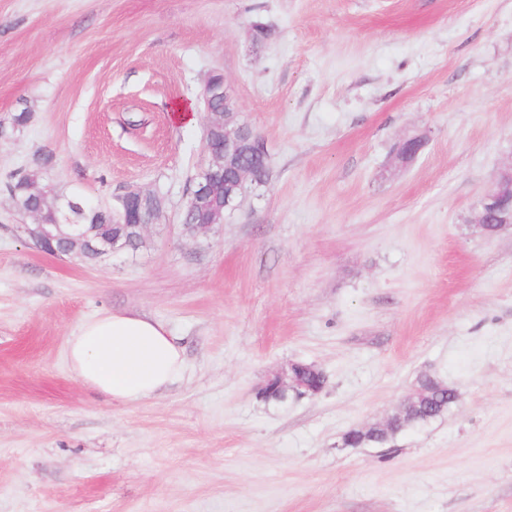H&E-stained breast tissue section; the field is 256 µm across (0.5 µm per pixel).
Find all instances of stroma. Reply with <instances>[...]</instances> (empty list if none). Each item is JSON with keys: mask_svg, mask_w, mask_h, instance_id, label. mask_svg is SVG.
Segmentation results:
<instances>
[{"mask_svg": "<svg viewBox=\"0 0 512 512\" xmlns=\"http://www.w3.org/2000/svg\"><path fill=\"white\" fill-rule=\"evenodd\" d=\"M215 72L270 176L191 239ZM38 154L62 197L167 209L135 253H42L6 190ZM511 164L512 0H0V512H512V230L473 210ZM112 311L178 339L166 391L72 373ZM294 363L322 391L263 399ZM423 375L447 414L345 444Z\"/></svg>", "mask_w": 512, "mask_h": 512, "instance_id": "35a3bbf8", "label": "stroma"}]
</instances>
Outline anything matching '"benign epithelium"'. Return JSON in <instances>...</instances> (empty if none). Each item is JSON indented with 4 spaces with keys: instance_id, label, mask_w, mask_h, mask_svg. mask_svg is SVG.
<instances>
[{
    "instance_id": "benign-epithelium-1",
    "label": "benign epithelium",
    "mask_w": 512,
    "mask_h": 512,
    "mask_svg": "<svg viewBox=\"0 0 512 512\" xmlns=\"http://www.w3.org/2000/svg\"><path fill=\"white\" fill-rule=\"evenodd\" d=\"M201 97L206 115L203 140L207 159L189 179L184 210L206 216L208 223L203 230L209 232L214 225L224 223L251 187L266 183L268 175L256 177L245 163L248 153L263 151L265 146L254 130L241 121L228 85L208 81ZM220 97L224 99L221 112L210 107ZM421 145L419 137L405 139L399 144L397 154L411 161ZM155 206L166 207V198L140 187L130 188L116 198L113 223L126 224L142 235L148 226L143 213ZM475 211L476 226L489 237L512 225V165L502 169L477 199ZM35 219V223L21 224L19 228L36 249L53 256L96 260L124 248L120 239L102 236L92 224H48L38 215ZM302 368V364L295 363L288 372L274 375L262 388V397L282 395L290 389L299 394L320 392V387L303 379Z\"/></svg>"
}]
</instances>
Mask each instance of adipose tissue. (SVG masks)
Returning <instances> with one entry per match:
<instances>
[{
    "label": "adipose tissue",
    "mask_w": 512,
    "mask_h": 512,
    "mask_svg": "<svg viewBox=\"0 0 512 512\" xmlns=\"http://www.w3.org/2000/svg\"><path fill=\"white\" fill-rule=\"evenodd\" d=\"M67 354L84 386L121 403L154 396L184 371L181 349L162 323L124 312L84 322L69 337Z\"/></svg>",
    "instance_id": "ef3b65f1"
}]
</instances>
